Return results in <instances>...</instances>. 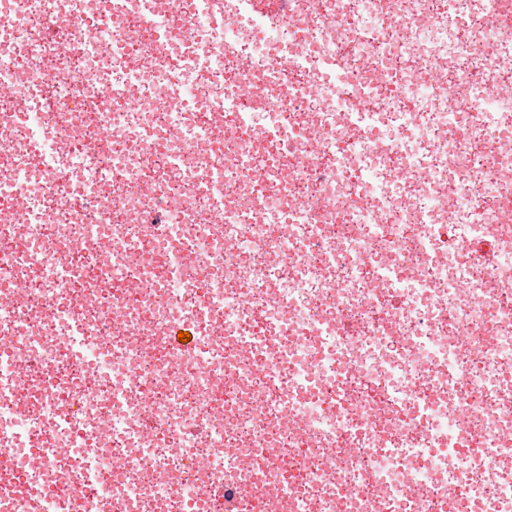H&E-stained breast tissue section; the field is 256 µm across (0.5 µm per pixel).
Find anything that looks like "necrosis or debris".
Here are the masks:
<instances>
[{
	"label": "necrosis or debris",
	"instance_id": "1",
	"mask_svg": "<svg viewBox=\"0 0 512 512\" xmlns=\"http://www.w3.org/2000/svg\"><path fill=\"white\" fill-rule=\"evenodd\" d=\"M498 5L0 0V444L61 446L38 512H512Z\"/></svg>",
	"mask_w": 512,
	"mask_h": 512
}]
</instances>
